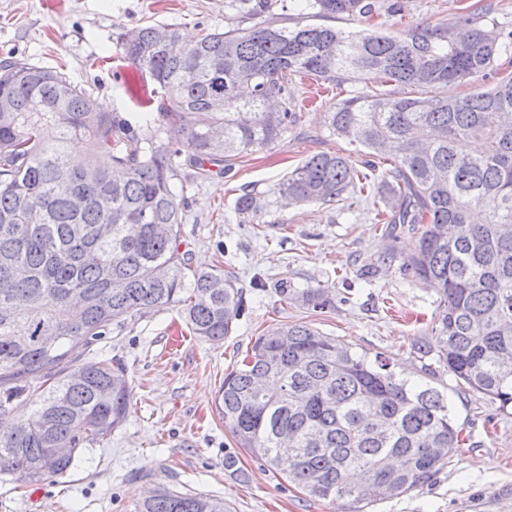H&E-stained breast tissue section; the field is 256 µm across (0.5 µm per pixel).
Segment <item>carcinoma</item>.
Wrapping results in <instances>:
<instances>
[{
    "label": "carcinoma",
    "mask_w": 512,
    "mask_h": 512,
    "mask_svg": "<svg viewBox=\"0 0 512 512\" xmlns=\"http://www.w3.org/2000/svg\"><path fill=\"white\" fill-rule=\"evenodd\" d=\"M323 18L369 20L377 0H301ZM256 20L181 46L185 66L157 40L163 26L119 36L124 59L149 75L142 121L109 109L61 71L23 61L0 65V411H18L0 435V473L30 484L64 475L82 445L126 419L131 387L117 358L85 350L134 315L180 306L191 333L219 344L244 307L221 266L192 267L180 250L187 198L181 160L198 174L231 156L261 151L299 121L294 77L340 85L374 80L393 90L336 102L337 138L390 161L378 192L386 234L418 236L409 255L387 251L374 270H400L433 284L437 313L429 343L415 342L465 387L512 408V76L461 98L436 90L471 84L505 56L512 31L463 14L454 28L416 25L391 34L369 25L275 27L268 0H237ZM170 37L180 40L177 29ZM181 141L163 143V124ZM88 144L83 160L68 143ZM372 175L350 156L319 153L288 174L280 192L299 203L336 205ZM236 207L263 206L247 193ZM315 309L331 306L321 288L295 293ZM37 382L42 399L22 396ZM234 444L308 495L366 512L422 489L448 467L445 449L461 428L448 393L402 376L379 360L306 323L256 338L224 376L216 404ZM70 446L55 459L50 448ZM137 512H228L224 500L160 488Z\"/></svg>",
    "instance_id": "1"
}]
</instances>
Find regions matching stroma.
Instances as JSON below:
<instances>
[{"label":"stroma","instance_id":"35a3bbf8","mask_svg":"<svg viewBox=\"0 0 512 512\" xmlns=\"http://www.w3.org/2000/svg\"><path fill=\"white\" fill-rule=\"evenodd\" d=\"M230 0H0V63L22 60L60 70L92 90L108 107L135 112L148 75L120 59V33L146 24L169 25L196 39L233 21ZM402 11L381 12L377 29L398 33L416 24L453 25L475 0H400ZM305 107L296 126L269 148L225 161L190 187L183 249L192 264L223 263L237 279L246 307L233 333L219 344L191 336L176 307L126 320L95 342L90 358H118L132 386L128 416L103 442L87 446L63 476L21 486L0 475V512H136L156 486L224 499L231 512H344V503L307 495L246 451L236 450L215 401L225 374L255 339L287 323L305 322L397 372L429 367L434 386L447 390L464 440L449 449L450 463L411 494L374 503L368 512H512V413L483 394L462 388L446 368L418 358L415 341L430 340L437 295L430 284L381 270L361 272L394 247L411 252L416 236L391 239L372 218L375 194L354 198L352 209L297 204L279 192L296 166L317 153H340L361 162L355 146L329 127L337 99L372 96L376 83L349 81L321 91L296 81ZM244 193L260 200L255 217L238 213ZM322 288L325 311L282 301L278 286ZM237 452L248 473L240 481L224 469Z\"/></svg>","mask_w":512,"mask_h":512}]
</instances>
